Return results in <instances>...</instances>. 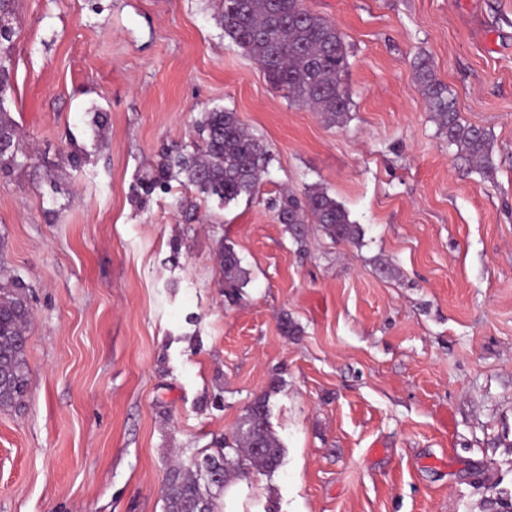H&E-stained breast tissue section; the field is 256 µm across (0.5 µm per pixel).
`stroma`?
Listing matches in <instances>:
<instances>
[{
  "label": "stroma",
  "mask_w": 512,
  "mask_h": 512,
  "mask_svg": "<svg viewBox=\"0 0 512 512\" xmlns=\"http://www.w3.org/2000/svg\"><path fill=\"white\" fill-rule=\"evenodd\" d=\"M306 6L345 39L342 127L271 86L219 0H17L9 112L35 162L0 174V283L28 286L33 319L0 512H163L172 462L261 395L283 460L227 512H493L512 493V0ZM421 56L492 134V175L439 134ZM212 109L269 148L259 195L132 199ZM73 149L80 167L57 165ZM312 184L360 242L310 224L301 246L277 222L270 199ZM221 241L250 273L237 303Z\"/></svg>",
  "instance_id": "35a3bbf8"
}]
</instances>
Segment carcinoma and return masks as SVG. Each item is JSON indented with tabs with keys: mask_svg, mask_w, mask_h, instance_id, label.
Returning a JSON list of instances; mask_svg holds the SVG:
<instances>
[{
	"mask_svg": "<svg viewBox=\"0 0 512 512\" xmlns=\"http://www.w3.org/2000/svg\"><path fill=\"white\" fill-rule=\"evenodd\" d=\"M16 0H0V174L27 166L25 141L5 103L12 95V19ZM224 34L264 70L271 84L287 92L324 117L330 125L347 122L350 97L343 77L348 55L343 34L332 23L307 10L304 0H220ZM414 79L432 113L439 134L457 154L485 172L491 170L494 139L482 127L464 122L448 86L439 81L429 59L414 63ZM204 144L192 151L172 147L159 154L133 187L135 197L147 200L166 193L171 182L192 186L203 198L227 205L240 197L256 195L267 172L271 154L252 135L237 113L212 110L198 121ZM276 219L293 240L304 242L306 225L315 224L335 241L355 243L363 236L361 225L321 186H307L299 194L287 190L271 203ZM217 260L224 273V297L238 301L250 281L234 248L219 242ZM24 287L11 282L0 285V408L21 406L28 387L26 350L32 321ZM284 448L269 421L267 399L256 398L246 409L236 430L215 448H203L191 467L175 463L164 488V512H220L217 494L242 471L264 475L282 462ZM212 470L219 477L212 478Z\"/></svg>",
	"mask_w": 512,
	"mask_h": 512,
	"instance_id": "cac0c4a2",
	"label": "carcinoma"
}]
</instances>
